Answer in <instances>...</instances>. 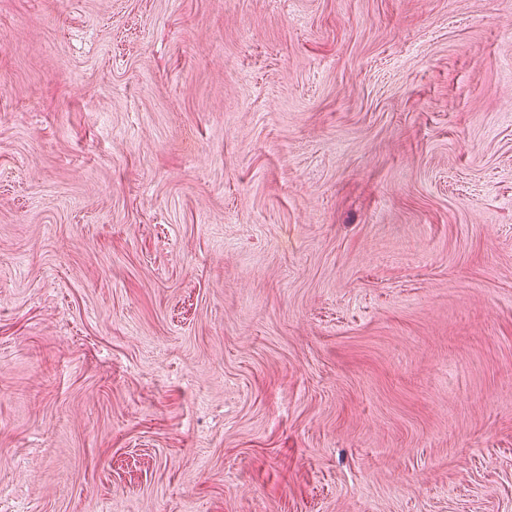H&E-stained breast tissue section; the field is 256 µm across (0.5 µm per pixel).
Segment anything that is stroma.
<instances>
[{
	"label": "stroma",
	"mask_w": 512,
	"mask_h": 512,
	"mask_svg": "<svg viewBox=\"0 0 512 512\" xmlns=\"http://www.w3.org/2000/svg\"><path fill=\"white\" fill-rule=\"evenodd\" d=\"M0 512H512V0H0Z\"/></svg>",
	"instance_id": "35a3bbf8"
}]
</instances>
